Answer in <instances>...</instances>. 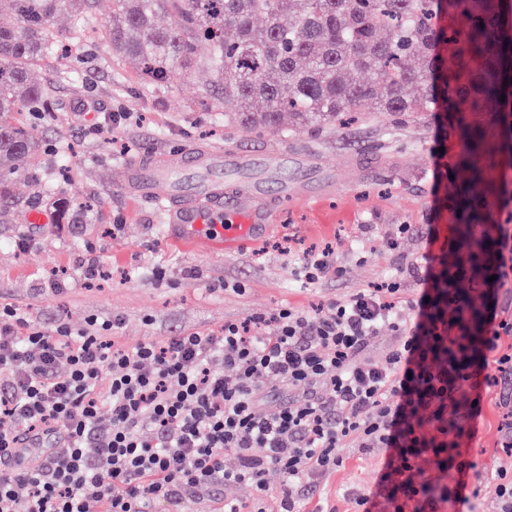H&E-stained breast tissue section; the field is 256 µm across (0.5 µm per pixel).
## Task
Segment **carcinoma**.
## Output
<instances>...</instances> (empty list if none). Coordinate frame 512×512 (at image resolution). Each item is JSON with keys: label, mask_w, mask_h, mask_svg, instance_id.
I'll return each mask as SVG.
<instances>
[{"label": "carcinoma", "mask_w": 512, "mask_h": 512, "mask_svg": "<svg viewBox=\"0 0 512 512\" xmlns=\"http://www.w3.org/2000/svg\"><path fill=\"white\" fill-rule=\"evenodd\" d=\"M95 0H0L14 24L0 27V196L46 153L12 117L53 107L37 61L55 53L61 14L96 20ZM512 0H112L102 21L113 53L135 62L145 84L202 71L207 99L235 103L224 121L257 132L313 126L339 131L347 112L400 120L437 109L455 138L465 183H493L474 158L490 150L471 112L512 111ZM469 20L466 29L456 19ZM486 198L462 196L461 224Z\"/></svg>", "instance_id": "carcinoma-1"}]
</instances>
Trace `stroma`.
<instances>
[{"label": "stroma", "instance_id": "35a3bbf8", "mask_svg": "<svg viewBox=\"0 0 512 512\" xmlns=\"http://www.w3.org/2000/svg\"><path fill=\"white\" fill-rule=\"evenodd\" d=\"M69 57L38 64L54 86L58 103L44 121L24 112L16 119L35 137L73 146L64 185L50 196L44 186L53 175V157L39 156L0 205V303L27 311L32 323L73 329L90 319L112 321L121 341L134 344L213 329L256 312L290 305L309 310L317 304L368 288L400 274L402 299L418 298L417 278L401 267L420 258L431 231L448 235L455 224L449 198L454 141L439 112H422L407 122L384 112H366L336 133L316 127L256 134L224 125L233 104L214 96L202 104L204 74L143 88L135 65L118 58L93 27L59 23ZM71 72L58 81L60 70ZM133 118L114 132L95 130L97 112L118 108ZM308 152L320 164L335 166L336 189L295 203L280 193L284 179H297L294 165L271 176L263 167L251 177L264 186L266 229L258 242L232 250L190 251L173 242L163 212L129 196L118 185L130 151L176 153L189 145L240 146L261 151L266 143ZM46 214L44 224L28 221ZM408 232H400V225ZM32 237L29 250L17 247ZM396 240V250L384 243ZM330 249L342 276L305 286L294 275L293 257ZM108 279L85 284L87 266ZM500 388L482 401L476 433L466 457L479 481L512 471V455L501 448V425L512 423V406ZM344 465L326 477L321 495L337 512H355V498L375 492L386 459L381 448L339 451Z\"/></svg>", "mask_w": 512, "mask_h": 512}]
</instances>
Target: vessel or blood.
<instances>
[{"label": "vessel or blood", "instance_id": "obj_1", "mask_svg": "<svg viewBox=\"0 0 512 512\" xmlns=\"http://www.w3.org/2000/svg\"><path fill=\"white\" fill-rule=\"evenodd\" d=\"M250 155L233 149L194 145L176 154L127 160L120 187L161 206L177 227L179 245L206 251L223 241L225 249L256 239L265 217L259 210L260 184L248 181L224 197V177L247 170Z\"/></svg>", "mask_w": 512, "mask_h": 512}]
</instances>
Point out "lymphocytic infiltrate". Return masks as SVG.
<instances>
[{
  "instance_id": "lymphocytic-infiltrate-1",
  "label": "lymphocytic infiltrate",
  "mask_w": 512,
  "mask_h": 512,
  "mask_svg": "<svg viewBox=\"0 0 512 512\" xmlns=\"http://www.w3.org/2000/svg\"><path fill=\"white\" fill-rule=\"evenodd\" d=\"M494 261L455 259L431 235L413 265L423 289L399 314L397 279L317 305L282 307L219 328L128 344L108 321L45 329L0 305V512H155L210 492L215 512H300L302 497L343 464L339 449L383 448L388 459L360 512H439L465 504L466 447L483 394L512 381V316L470 310L460 280L489 275L487 298L512 287V214L487 225ZM390 328L385 365L370 336ZM496 364L497 375L487 371ZM278 410L260 414L268 382ZM49 451L31 454L35 439ZM236 467L224 465L227 455ZM448 481L436 485L423 463ZM282 487L269 500L265 475ZM250 486L252 502L226 490Z\"/></svg>"
}]
</instances>
